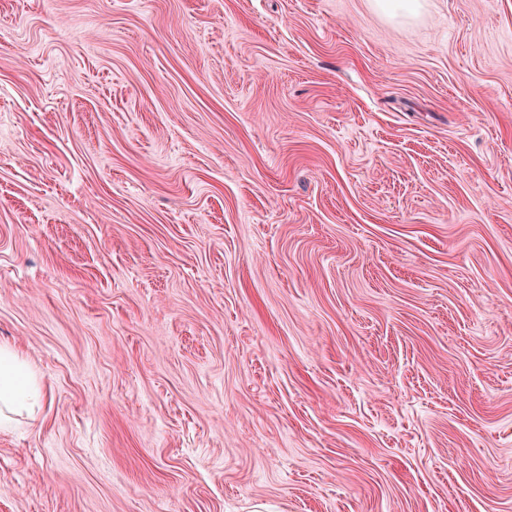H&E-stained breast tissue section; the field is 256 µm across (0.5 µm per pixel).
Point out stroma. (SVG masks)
Instances as JSON below:
<instances>
[{
  "label": "stroma",
  "instance_id": "1",
  "mask_svg": "<svg viewBox=\"0 0 512 512\" xmlns=\"http://www.w3.org/2000/svg\"><path fill=\"white\" fill-rule=\"evenodd\" d=\"M0 0V512H512V0ZM421 0H373L374 8L391 19H411L418 16ZM40 387L22 360L10 346H0V430L12 427V415L33 414L40 400Z\"/></svg>",
  "mask_w": 512,
  "mask_h": 512
}]
</instances>
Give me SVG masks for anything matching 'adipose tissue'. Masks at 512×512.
I'll list each match as a JSON object with an SVG mask.
<instances>
[{
	"label": "adipose tissue",
	"mask_w": 512,
	"mask_h": 512,
	"mask_svg": "<svg viewBox=\"0 0 512 512\" xmlns=\"http://www.w3.org/2000/svg\"><path fill=\"white\" fill-rule=\"evenodd\" d=\"M40 387L19 353L0 346V430L10 429L15 414L34 413Z\"/></svg>",
	"instance_id": "adipose-tissue-1"
}]
</instances>
